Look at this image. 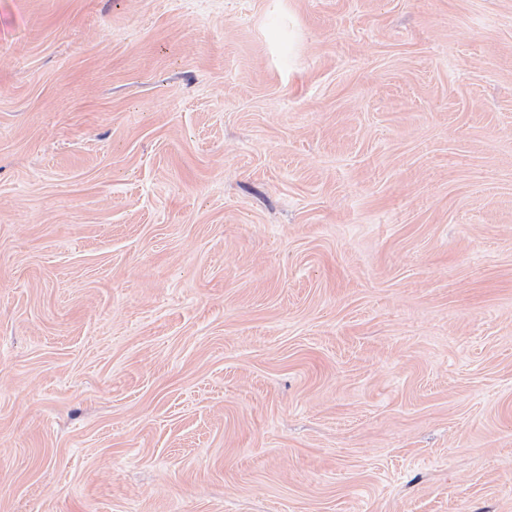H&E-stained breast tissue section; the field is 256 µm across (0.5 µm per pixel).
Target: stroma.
I'll list each match as a JSON object with an SVG mask.
<instances>
[{
    "label": "stroma",
    "mask_w": 512,
    "mask_h": 512,
    "mask_svg": "<svg viewBox=\"0 0 512 512\" xmlns=\"http://www.w3.org/2000/svg\"><path fill=\"white\" fill-rule=\"evenodd\" d=\"M0 512H512V0H0Z\"/></svg>",
    "instance_id": "1"
}]
</instances>
